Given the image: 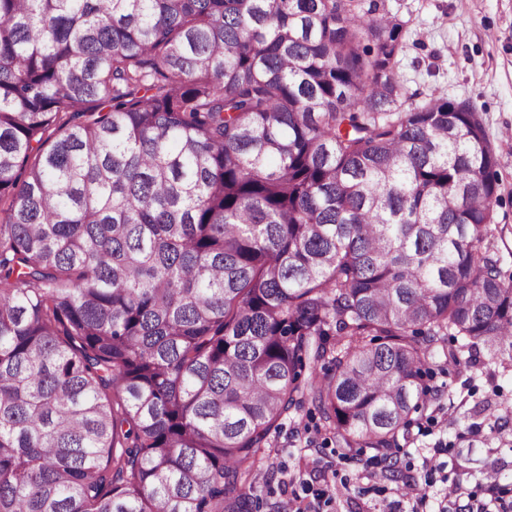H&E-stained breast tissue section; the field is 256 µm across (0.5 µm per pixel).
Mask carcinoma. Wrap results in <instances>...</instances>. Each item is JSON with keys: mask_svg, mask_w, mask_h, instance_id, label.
<instances>
[{"mask_svg": "<svg viewBox=\"0 0 512 512\" xmlns=\"http://www.w3.org/2000/svg\"><path fill=\"white\" fill-rule=\"evenodd\" d=\"M403 32L362 0H0V512H252L306 399L386 458L430 359L512 368L497 158L468 104L401 110Z\"/></svg>", "mask_w": 512, "mask_h": 512, "instance_id": "carcinoma-1", "label": "carcinoma"}]
</instances>
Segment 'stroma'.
<instances>
[{"mask_svg":"<svg viewBox=\"0 0 512 512\" xmlns=\"http://www.w3.org/2000/svg\"><path fill=\"white\" fill-rule=\"evenodd\" d=\"M376 3L407 23L395 66L404 109L435 94L479 112L498 160L492 209L511 249L503 271L512 275V0ZM430 383L443 389L439 405L450 419L431 425V409L415 413L395 473L373 465L371 449L337 447L305 402L259 455L253 512H283L292 499L303 512H390L403 494L426 497L430 512H463L469 494L484 495L489 469L512 483V374L483 353L460 366L433 364Z\"/></svg>","mask_w":512,"mask_h":512,"instance_id":"obj_1","label":"stroma"}]
</instances>
